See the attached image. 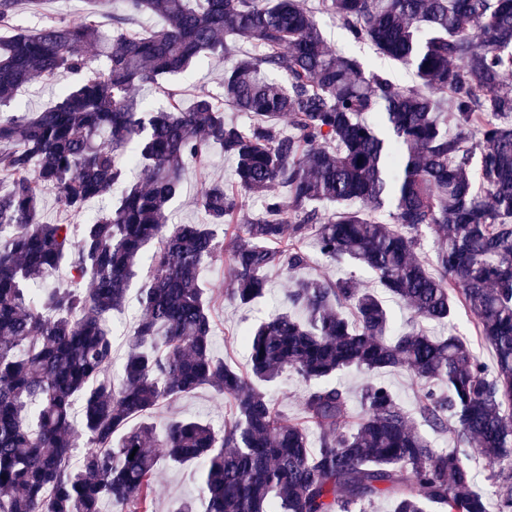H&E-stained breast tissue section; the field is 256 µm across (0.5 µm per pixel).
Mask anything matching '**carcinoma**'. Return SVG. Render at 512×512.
<instances>
[{
	"instance_id": "obj_1",
	"label": "carcinoma",
	"mask_w": 512,
	"mask_h": 512,
	"mask_svg": "<svg viewBox=\"0 0 512 512\" xmlns=\"http://www.w3.org/2000/svg\"><path fill=\"white\" fill-rule=\"evenodd\" d=\"M87 2L84 17L33 32L13 27L19 0H0V105L35 79L80 76L40 112L0 115V512H154L163 460L198 464L199 499L170 512H365L381 497L394 512H487L474 451L498 512H512V0H321L351 42L411 69L408 87L333 51L305 0H120L110 31L94 16L111 0ZM147 14L162 27L131 29ZM204 55L229 61L223 99L201 91L155 111L134 93ZM226 104L249 124L225 120ZM213 147L236 183L204 184L202 223H169L185 169ZM46 189L73 213L112 204L84 224H45ZM424 228L438 240L432 271ZM310 235L421 322L449 320L459 300L494 370L459 336L392 333L382 301L350 278L299 275ZM225 257V294L242 305L269 270L293 278L285 310L244 331L245 373L213 354L201 274ZM146 260L115 382L112 312ZM60 270L66 284L36 287ZM350 368L409 372L418 419L370 379L346 427L349 396L330 379ZM285 373L313 383L303 415L316 449L268 398ZM203 385L231 401L224 427L152 422ZM420 423L454 447H434ZM472 467L475 474V483L479 490H481L487 497V510L488 512H497L496 497L491 492L490 482L486 480V473L483 468V461L477 455L472 456ZM490 491V492H489Z\"/></svg>"
}]
</instances>
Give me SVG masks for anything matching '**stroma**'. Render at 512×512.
<instances>
[{
	"label": "stroma",
	"mask_w": 512,
	"mask_h": 512,
	"mask_svg": "<svg viewBox=\"0 0 512 512\" xmlns=\"http://www.w3.org/2000/svg\"><path fill=\"white\" fill-rule=\"evenodd\" d=\"M86 0H41L38 6H30L27 0H21L14 17L17 27L35 31L47 25H59L78 19L87 10ZM320 26L328 46L336 51L353 50L354 54L365 63H375L386 71L399 85L410 86L415 77L410 69L395 64L393 61L379 57L370 44L349 46L345 32L328 16H321ZM225 62L218 56L202 58L200 63L175 77L168 83V88L176 90L182 101H189L201 90L209 91L214 96H221V80ZM75 77L65 73L54 82H35L18 89L11 109L15 112H36L50 105L60 86L73 84ZM234 165L232 160L221 153L209 156L204 169L188 167L184 174L183 192L171 204L173 221L177 224H195L203 215L196 206L203 181L221 180L232 183ZM269 290L267 294L242 307L228 298H218L213 308L215 338L213 349L218 357L239 369L247 367V347L242 339L243 331L258 323L261 319L281 310L285 302L286 290L290 277L286 272L272 270L268 273ZM309 386L293 374L283 375L279 381L267 389L268 396L275 407L289 419L298 421L303 417V402ZM175 416H199L210 421L214 426H222L231 417V405L219 398L209 386H201L193 394L175 403L159 407L153 420L163 424ZM161 474L156 490V512H168L175 501L196 496L197 485L189 469L161 463Z\"/></svg>",
	"instance_id": "stroma-1"
}]
</instances>
